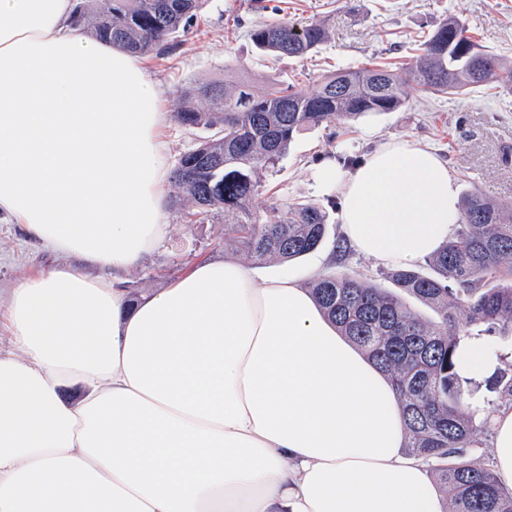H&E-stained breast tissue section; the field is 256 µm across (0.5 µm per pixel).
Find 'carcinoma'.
Here are the masks:
<instances>
[{"label":"carcinoma","instance_id":"cac0c4a2","mask_svg":"<svg viewBox=\"0 0 512 512\" xmlns=\"http://www.w3.org/2000/svg\"><path fill=\"white\" fill-rule=\"evenodd\" d=\"M201 0H80L76 22L92 14V36L134 54L163 55L191 27ZM266 53L305 56L328 39L322 22L296 27L286 21L251 31ZM504 69L468 35L458 18L443 19L422 45L409 73L348 67L324 75L312 91L268 84L230 90L216 84L181 94L176 120L188 127H219L178 160L173 178L201 214H224V245L244 250L255 264L290 262L323 244L329 214L307 202L251 206L262 184L259 172L286 153L296 133L336 118L356 122L395 112L419 91L462 93L495 82ZM425 265L388 273L392 288L350 274H319L310 290L336 328L364 349L384 372L403 406L405 451L432 466L451 492L452 512H512L494 471L466 459L475 445L482 411L468 379L459 374L463 338L512 332V202L472 191L462 203L455 235ZM409 296L434 309L428 321L407 305ZM487 386L512 396V375L498 372Z\"/></svg>","mask_w":512,"mask_h":512}]
</instances>
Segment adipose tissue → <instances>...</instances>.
Masks as SVG:
<instances>
[{
	"instance_id": "ef3b65f1",
	"label": "adipose tissue",
	"mask_w": 512,
	"mask_h": 512,
	"mask_svg": "<svg viewBox=\"0 0 512 512\" xmlns=\"http://www.w3.org/2000/svg\"><path fill=\"white\" fill-rule=\"evenodd\" d=\"M164 97L135 55L77 30L73 0H0V213L81 260L12 293L0 512H446L387 376L309 288L232 261L136 302L116 287L167 235ZM315 180L382 264L436 253L461 218L447 165L408 141ZM498 363L461 342V375ZM491 427L512 490V406Z\"/></svg>"
}]
</instances>
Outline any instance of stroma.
<instances>
[{"label": "stroma", "mask_w": 512, "mask_h": 512, "mask_svg": "<svg viewBox=\"0 0 512 512\" xmlns=\"http://www.w3.org/2000/svg\"><path fill=\"white\" fill-rule=\"evenodd\" d=\"M454 16L484 50L512 62V0H203L198 18L166 55L143 56L151 76L167 91L163 109L175 112L182 90L191 84L230 87L270 82L312 89L326 72L376 63L399 70L412 66L416 41L444 18ZM285 19L299 24L318 20L329 37L304 57L261 53L250 39L259 21ZM408 140L434 150L454 176L460 194L480 190L493 199L512 200V76L469 89L461 95L418 93L395 112L374 114L354 123L337 119L298 132L286 155L261 174L257 212L293 201L327 210L324 245L292 263L276 260L252 265L260 278L293 276L303 284L320 274L349 273L386 285V266L355 252L339 255L342 239L338 209L320 193L314 173L326 162L366 158L388 141ZM168 234L164 243L119 276L126 292L143 295L167 287L193 265L209 261L247 263L239 251L224 248V219L192 213L182 188L167 185ZM66 257L43 248L23 225L0 215V348L10 349L4 320L13 288L27 276L66 265Z\"/></svg>", "instance_id": "1"}]
</instances>
